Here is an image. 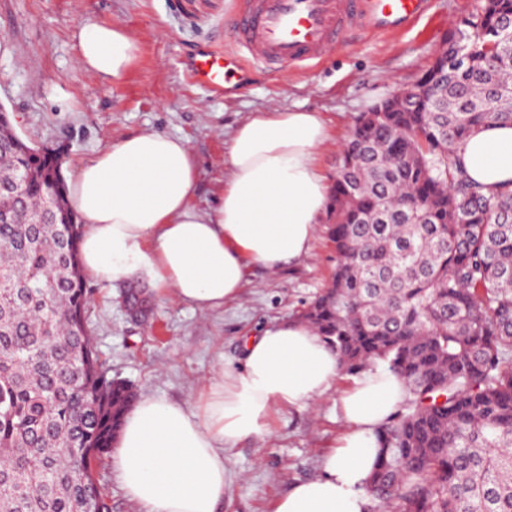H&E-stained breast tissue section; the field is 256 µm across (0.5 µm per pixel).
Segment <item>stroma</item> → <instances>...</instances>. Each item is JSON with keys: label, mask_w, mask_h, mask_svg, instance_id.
Wrapping results in <instances>:
<instances>
[{"label": "stroma", "mask_w": 512, "mask_h": 512, "mask_svg": "<svg viewBox=\"0 0 512 512\" xmlns=\"http://www.w3.org/2000/svg\"><path fill=\"white\" fill-rule=\"evenodd\" d=\"M477 0H427L405 27L378 34L352 32L320 63L303 70L254 68L228 96L193 84L187 65L204 44L236 52L229 38L239 0H0V106L13 113L31 146L64 154L63 176L79 161L125 137L160 131L185 138L199 161V209L214 205L224 186L231 132L251 112L298 107L319 113L330 138L318 166L333 179L336 158L359 113L413 86L449 31L466 29ZM89 22L119 25L140 43L122 78L102 79L75 62V34ZM336 253L319 225L310 257L275 275L252 267L241 298L201 311L153 291L143 323L125 314L121 282L87 280L88 328L112 375L139 395L192 401L213 371L237 365L244 335L296 319L330 279ZM353 382L339 376L317 402L271 415L264 434L241 441L223 512H269L298 481L316 476L345 424L337 398Z\"/></svg>", "instance_id": "35a3bbf8"}]
</instances>
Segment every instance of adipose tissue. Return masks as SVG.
Listing matches in <instances>:
<instances>
[{
	"label": "adipose tissue",
	"mask_w": 512,
	"mask_h": 512,
	"mask_svg": "<svg viewBox=\"0 0 512 512\" xmlns=\"http://www.w3.org/2000/svg\"><path fill=\"white\" fill-rule=\"evenodd\" d=\"M138 52L117 25L89 24L76 34L78 64L103 79L121 78ZM328 138L318 113L253 112L231 134L224 187L205 211L193 204L199 162L186 139L147 131L102 149L68 183L84 225L83 271L107 282L143 273L201 310L237 300L250 266L277 272L309 256L329 203L316 163ZM457 156L485 190L512 189V123L483 126ZM339 373L336 353L300 322L244 336L239 365L214 371L194 405L143 396L126 413L112 451L126 495L143 512H220L235 478L229 452L261 433L275 408L322 397ZM405 395L387 370L356 379L339 398L347 430L321 474L293 485L272 512H370L376 432Z\"/></svg>",
	"instance_id": "obj_1"
}]
</instances>
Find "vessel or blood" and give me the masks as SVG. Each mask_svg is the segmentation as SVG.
I'll return each instance as SVG.
<instances>
[{"label":"vessel or blood","instance_id":"obj_1","mask_svg":"<svg viewBox=\"0 0 512 512\" xmlns=\"http://www.w3.org/2000/svg\"><path fill=\"white\" fill-rule=\"evenodd\" d=\"M424 0H244L230 35L238 54L200 51L188 76L229 93L247 80L249 64L298 69L333 53L346 33H380L415 19Z\"/></svg>","mask_w":512,"mask_h":512}]
</instances>
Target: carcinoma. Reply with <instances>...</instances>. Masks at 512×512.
<instances>
[{"mask_svg":"<svg viewBox=\"0 0 512 512\" xmlns=\"http://www.w3.org/2000/svg\"><path fill=\"white\" fill-rule=\"evenodd\" d=\"M471 64L434 92L363 112L329 202L331 282L300 312L341 374L383 366L407 390L379 433L372 512H512V192L484 194L455 159L512 122V0H479ZM82 225L61 166L0 127V512H112L96 467L138 399L90 337ZM138 309L146 289L131 285Z\"/></svg>","mask_w":512,"mask_h":512,"instance_id":"1","label":"carcinoma"}]
</instances>
